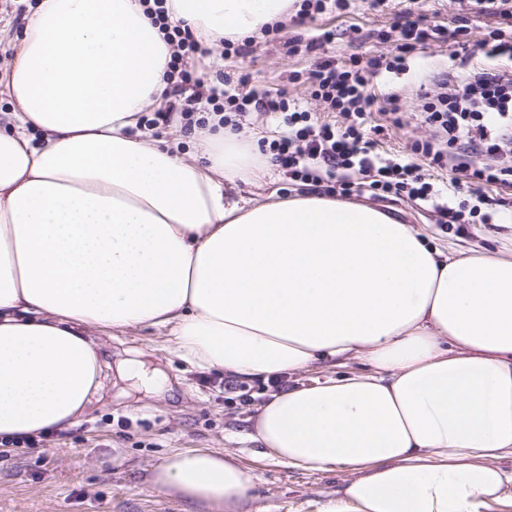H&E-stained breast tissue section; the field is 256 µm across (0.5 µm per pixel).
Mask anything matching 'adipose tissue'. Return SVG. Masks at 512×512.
Here are the masks:
<instances>
[{
  "label": "adipose tissue",
  "mask_w": 512,
  "mask_h": 512,
  "mask_svg": "<svg viewBox=\"0 0 512 512\" xmlns=\"http://www.w3.org/2000/svg\"><path fill=\"white\" fill-rule=\"evenodd\" d=\"M293 0H169L206 45ZM171 48L140 0H37L0 79V439L75 426L99 334L161 329L240 380L367 370L273 394L250 432L291 467L350 471L323 512H480L512 486V254L427 245L387 212L314 193L243 198L253 144L218 127L147 140ZM230 450L169 456L153 487L241 512Z\"/></svg>",
  "instance_id": "ef3b65f1"
}]
</instances>
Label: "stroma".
<instances>
[{
	"label": "stroma",
	"mask_w": 512,
	"mask_h": 512,
	"mask_svg": "<svg viewBox=\"0 0 512 512\" xmlns=\"http://www.w3.org/2000/svg\"><path fill=\"white\" fill-rule=\"evenodd\" d=\"M343 12L324 16L314 23L287 21L279 41L256 39L254 50L246 56L218 63L203 58L214 82L224 75L247 76V89L263 92L285 89L311 112L320 105L310 96L307 83L293 80V73H308L309 57H290L286 39L317 35L319 29L336 30L335 42L326 53L342 60L352 54L368 55L380 50L394 52L395 41L379 43L377 35L391 31L401 22L403 0H391L382 11L367 10L363 0H350ZM357 36H350V29ZM452 41L432 43L408 74L378 76L371 80L377 111L373 124L383 126L374 137L376 150L384 157L408 156L413 140L430 135L428 126L416 118L418 86L450 65ZM404 103L405 126L386 129L385 109L391 94ZM186 95H172L166 105L174 117L167 124L155 122V107H148L144 118L152 138L184 140L186 159H193L200 147L192 139L176 113L186 104ZM488 195L500 196L508 205L489 224H450L432 204L419 200H370L359 196V203L399 218L416 229L429 245H453L500 253L512 251V189L488 188ZM101 342L108 362H116L128 348L151 354L168 381L154 395L133 391L121 396L122 384L112 380L96 399L79 424L71 429L43 437L37 447L20 448L0 455V512H187L188 506L174 495L155 489L151 473L172 453L198 448L230 449L251 477L244 512H320L334 497L347 473L340 467L327 470L299 469L260 454L258 442L249 438L252 421L267 395L271 382H238L221 371L203 370L179 359L162 332L136 327Z\"/></svg>",
	"instance_id": "35a3bbf8"
}]
</instances>
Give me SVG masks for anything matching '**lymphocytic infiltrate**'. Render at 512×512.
Masks as SVG:
<instances>
[{
  "label": "lymphocytic infiltrate",
  "instance_id": "obj_1",
  "mask_svg": "<svg viewBox=\"0 0 512 512\" xmlns=\"http://www.w3.org/2000/svg\"><path fill=\"white\" fill-rule=\"evenodd\" d=\"M149 14L153 23L165 29L172 48L169 82L206 87L203 74L192 66L199 52L192 33L169 24L166 0H153ZM468 29V16H458L449 30L414 8L397 30L396 54L353 55L342 64L330 58L318 61L308 76L311 95L323 103L325 111L342 117L339 125L301 109L283 90L259 95L213 86L207 87L206 102L213 113H224L225 123L236 131L252 113L281 114L282 131L263 140L261 150L311 192L339 198L368 192L381 198L429 201L440 193L430 170L447 172L454 200L442 212L449 223L457 224L470 197L483 203L487 187L512 188V71L496 64L501 57H512V35L498 28L482 41L481 54L489 67L468 69L454 63L438 74L436 82L445 87V94L424 97L417 115L433 134L412 142L410 161L396 162L374 152L366 125L376 98L368 85L373 76L406 71L410 55L427 49L430 42L466 34ZM484 155L495 156L496 164L481 163Z\"/></svg>",
  "mask_w": 512,
  "mask_h": 512
}]
</instances>
